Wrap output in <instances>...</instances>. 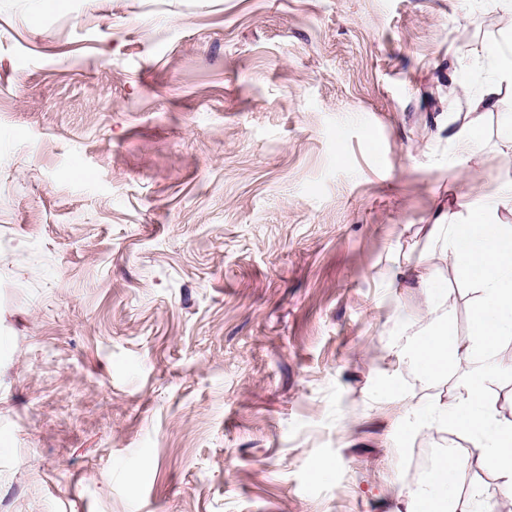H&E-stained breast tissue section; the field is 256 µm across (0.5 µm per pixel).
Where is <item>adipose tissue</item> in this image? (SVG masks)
<instances>
[{
    "instance_id": "adipose-tissue-1",
    "label": "adipose tissue",
    "mask_w": 512,
    "mask_h": 512,
    "mask_svg": "<svg viewBox=\"0 0 512 512\" xmlns=\"http://www.w3.org/2000/svg\"><path fill=\"white\" fill-rule=\"evenodd\" d=\"M488 54L496 62L495 75L485 89L470 98L471 112L503 111V86H512V50L494 47ZM461 220L436 219L429 230L457 276L474 293L467 342L448 333L446 323L417 335L407 349L415 368L429 378L447 376L448 368L471 363L457 375L456 397L435 404L426 414L430 424L448 427L466 438L474 453L497 475L500 496L512 499V420L497 407L492 385L497 370L488 359L504 341L512 339V224L496 220L498 212L512 214V187L489 206L465 203ZM467 471L458 458L440 457L425 486L409 494L407 512H494L488 491L470 485L466 496L458 489Z\"/></svg>"
}]
</instances>
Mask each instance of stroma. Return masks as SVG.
<instances>
[{
	"instance_id": "35a3bbf8",
	"label": "stroma",
	"mask_w": 512,
	"mask_h": 512,
	"mask_svg": "<svg viewBox=\"0 0 512 512\" xmlns=\"http://www.w3.org/2000/svg\"><path fill=\"white\" fill-rule=\"evenodd\" d=\"M486 0H0V512H400L512 186ZM477 121L460 155L453 128ZM428 255L448 293L394 287ZM488 54L496 61L495 75L485 89L470 98L468 107L470 112H502L510 117L509 122L504 124L502 134L507 141L512 142V120L511 111L504 110L505 99L502 97L503 85L512 86V50L505 52L499 47H492Z\"/></svg>"
}]
</instances>
